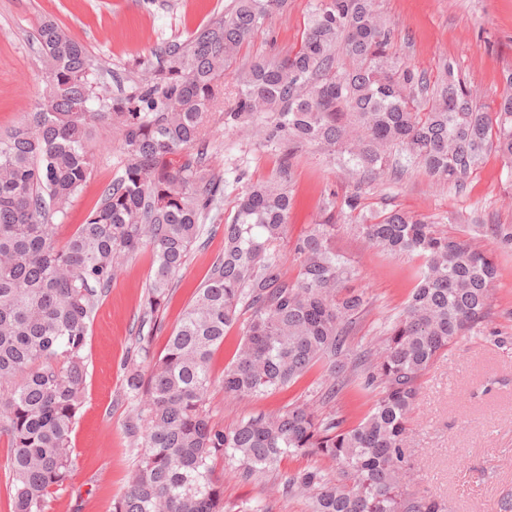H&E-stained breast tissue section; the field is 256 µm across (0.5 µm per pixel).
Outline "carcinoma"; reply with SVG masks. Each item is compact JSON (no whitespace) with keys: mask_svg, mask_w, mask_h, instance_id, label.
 <instances>
[{"mask_svg":"<svg viewBox=\"0 0 512 512\" xmlns=\"http://www.w3.org/2000/svg\"><path fill=\"white\" fill-rule=\"evenodd\" d=\"M286 2L233 0L224 14L169 44L149 78L109 97L97 91L86 48L55 21L40 23L45 90L33 112L0 135V437L8 442L3 470L13 512H47L70 478L96 288L151 249L155 271L142 321L157 322L223 198L220 175L203 159L212 129L256 120L265 142L288 145V162L275 178L245 186L224 225V252L163 353L150 355V338H140L147 369L130 366L125 395L135 418L130 430L142 441L112 512H240L224 502L217 463L250 481L293 452L332 463L285 478L283 491L305 497L310 512H444L439 497L409 484L410 414L434 360L485 321L493 258L399 209L366 217L360 193L345 195L342 206L356 214L368 242L422 260L403 312L360 354L349 336L370 298L346 286L356 270L332 247L336 225L315 224L297 240L294 281L277 243L291 209V159L307 146L371 181L385 175L395 148V173L421 167L457 190L489 150L512 170V72L490 108L448 62L429 85L390 55L391 29L374 0H316L299 48L237 71L233 105L222 111L224 75L236 53ZM98 122L120 135L122 173L60 244L53 219L94 171ZM471 231L512 246V227L476 224ZM239 322L224 393L272 392L325 360L335 382L321 397L352 385L371 395L364 418L346 426L301 401L232 428L216 422L211 360Z\"/></svg>","mask_w":512,"mask_h":512,"instance_id":"obj_1","label":"carcinoma"}]
</instances>
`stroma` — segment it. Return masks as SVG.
I'll return each mask as SVG.
<instances>
[{"label":"stroma","instance_id":"1","mask_svg":"<svg viewBox=\"0 0 512 512\" xmlns=\"http://www.w3.org/2000/svg\"><path fill=\"white\" fill-rule=\"evenodd\" d=\"M231 0H0V132L31 111L45 87L37 28L57 22L83 43L95 68L99 88L107 94L129 90L157 66L164 48L185 39L223 13ZM313 0H288L269 26L244 44L235 63L284 55L301 41ZM392 30L390 49L407 65L436 80L442 61L453 62L478 89L481 100L496 104L512 72V0H375ZM102 148L95 170L64 215L55 216L62 234L84 223L112 179L120 175L124 155L110 127L98 128ZM285 147L260 145L250 129L215 127L208 161L224 177V206L194 246L176 279L148 348L159 355L185 307L224 250L223 227L235 213L247 183L277 175ZM292 207L288 230L278 249L287 255L285 272L296 279L299 267L291 255L299 237L328 214V196L343 197L356 188L354 172L326 162L314 147L293 162ZM365 211L382 214L402 209L428 218L441 229L459 232L474 224L512 226V173L491 152L467 180L463 190L438 185L422 168L402 178L390 176L360 187ZM332 241L337 253L357 270L354 288L365 290L372 304L350 338L355 351L369 347L382 323L397 316L415 284L420 261L392 257L369 245L351 228L349 214L337 213ZM474 245L491 250L498 262L489 315L483 332L459 340L421 381L409 430L412 484L444 501L446 512H498L500 495L512 490V345L497 347L489 329L512 336V248H501L489 236L473 237ZM154 268L150 252L129 260L110 288L99 291L91 318L86 356L85 402L71 435L72 478L50 499L48 512H111L130 479L139 441L128 431L132 416L125 396V364L138 354L141 307ZM326 362L317 363L288 387L243 399L215 388L210 408L216 421L234 426L240 419L272 413L309 399L317 386L330 383ZM307 454L283 456L277 471L242 481L228 468H217L224 499L260 506L263 512H309L304 498L283 491L289 474L321 465Z\"/></svg>","mask_w":512,"mask_h":512}]
</instances>
